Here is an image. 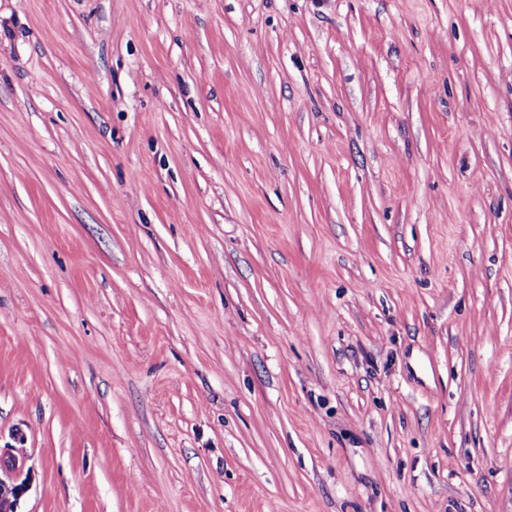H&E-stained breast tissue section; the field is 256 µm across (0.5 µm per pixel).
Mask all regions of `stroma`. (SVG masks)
I'll return each mask as SVG.
<instances>
[{
  "label": "stroma",
  "mask_w": 512,
  "mask_h": 512,
  "mask_svg": "<svg viewBox=\"0 0 512 512\" xmlns=\"http://www.w3.org/2000/svg\"><path fill=\"white\" fill-rule=\"evenodd\" d=\"M20 512H512V0H0Z\"/></svg>",
  "instance_id": "obj_1"
}]
</instances>
